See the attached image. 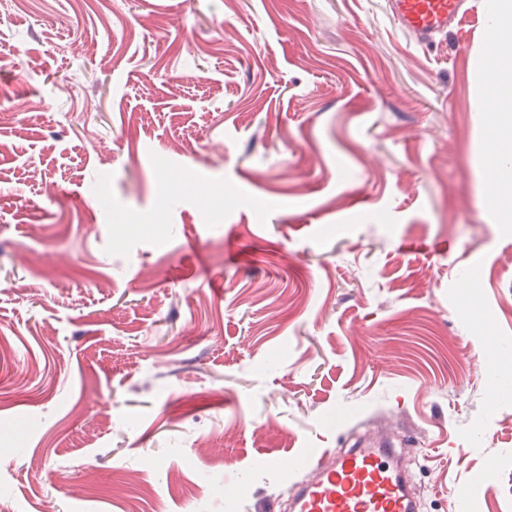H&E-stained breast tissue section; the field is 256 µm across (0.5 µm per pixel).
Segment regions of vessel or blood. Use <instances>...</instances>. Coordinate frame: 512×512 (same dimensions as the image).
<instances>
[{
  "label": "vessel or blood",
  "instance_id": "b4317fda",
  "mask_svg": "<svg viewBox=\"0 0 512 512\" xmlns=\"http://www.w3.org/2000/svg\"><path fill=\"white\" fill-rule=\"evenodd\" d=\"M402 31L421 44L471 15V0H390ZM397 448L387 439L336 455L325 451L302 481L292 512H417L408 479L397 468Z\"/></svg>",
  "mask_w": 512,
  "mask_h": 512
}]
</instances>
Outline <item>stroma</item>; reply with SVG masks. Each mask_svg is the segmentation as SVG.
<instances>
[{
    "label": "stroma",
    "mask_w": 512,
    "mask_h": 512,
    "mask_svg": "<svg viewBox=\"0 0 512 512\" xmlns=\"http://www.w3.org/2000/svg\"><path fill=\"white\" fill-rule=\"evenodd\" d=\"M484 7L0 0V512H259L392 435L512 512ZM388 3L402 31L425 45L473 13L470 0H391Z\"/></svg>",
    "instance_id": "1"
}]
</instances>
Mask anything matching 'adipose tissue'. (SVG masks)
<instances>
[{
  "label": "adipose tissue",
  "instance_id": "ef3b65f1",
  "mask_svg": "<svg viewBox=\"0 0 512 512\" xmlns=\"http://www.w3.org/2000/svg\"><path fill=\"white\" fill-rule=\"evenodd\" d=\"M489 36L485 68L486 94L495 118L486 151L487 177L494 186L492 205H500L504 191H512V57L497 42L512 35V0H487Z\"/></svg>",
  "mask_w": 512,
  "mask_h": 512
}]
</instances>
